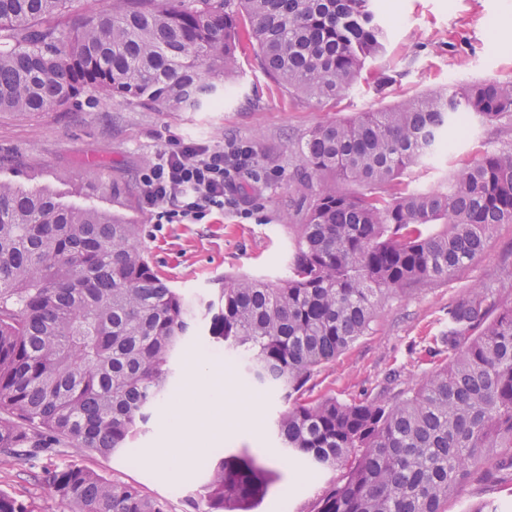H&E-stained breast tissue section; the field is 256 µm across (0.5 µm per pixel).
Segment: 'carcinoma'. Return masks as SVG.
I'll use <instances>...</instances> for the list:
<instances>
[{"label":"carcinoma","mask_w":512,"mask_h":512,"mask_svg":"<svg viewBox=\"0 0 512 512\" xmlns=\"http://www.w3.org/2000/svg\"><path fill=\"white\" fill-rule=\"evenodd\" d=\"M0 0V114L66 112L120 98L199 112L237 69L240 26L264 68L318 101L351 88L383 49L369 0ZM66 17V23L57 18ZM512 121V83L407 99L316 126L295 156L288 278L224 279L209 335L280 389L286 450L339 471L310 512H445L490 448L512 459V304L479 285L448 311V364L398 400L314 397V373L368 331L379 304L480 256L512 223V143L463 160L438 191L398 182L446 148L468 115ZM364 191L352 194L339 181ZM145 225L0 182V462L50 448L109 455L146 424L190 332L193 303L155 272ZM270 474L229 456L204 512H247ZM71 512H172L139 486L78 462L45 469ZM0 512H41L0 491Z\"/></svg>","instance_id":"obj_1"}]
</instances>
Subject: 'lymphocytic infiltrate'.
Segmentation results:
<instances>
[{"mask_svg": "<svg viewBox=\"0 0 512 512\" xmlns=\"http://www.w3.org/2000/svg\"><path fill=\"white\" fill-rule=\"evenodd\" d=\"M255 166L248 143L182 140L173 149L157 152L144 169L141 203L159 223L199 221L233 203L239 179Z\"/></svg>", "mask_w": 512, "mask_h": 512, "instance_id": "lymphocytic-infiltrate-1", "label": "lymphocytic infiltrate"}]
</instances>
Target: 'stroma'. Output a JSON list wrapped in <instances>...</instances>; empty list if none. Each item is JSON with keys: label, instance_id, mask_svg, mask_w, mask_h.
Listing matches in <instances>:
<instances>
[{"label": "stroma", "instance_id": "obj_1", "mask_svg": "<svg viewBox=\"0 0 512 512\" xmlns=\"http://www.w3.org/2000/svg\"><path fill=\"white\" fill-rule=\"evenodd\" d=\"M385 30V52L368 59L357 82L337 99L320 102L288 92L266 74L249 34L238 46L240 73L212 112H160L119 100L41 116L0 115V181L38 187L63 204L101 209L145 225L143 246L158 276L188 299L216 301L225 276L245 274L277 282L288 276L293 234L286 218L294 191L288 181L295 151L318 124L355 119L400 102L437 92L458 91L482 80L512 83V0H371ZM236 140L255 152L256 171L240 180L247 204L209 214L197 223H154L139 200V176L150 157L179 139ZM446 157L408 171L406 180L424 190L446 186L453 161L474 159L482 147L512 143V121L470 119L465 132L450 133ZM109 172L113 193L95 190L98 169ZM512 224L497 225L484 252L471 264L382 303L368 332L309 381L314 395L340 401L362 397L401 398L425 373L448 361V310L476 285L493 286L512 302ZM202 311L174 363L162 402L131 448L109 456L77 455L52 448L35 457L0 464V491L35 500L44 512H70L37 477L50 466L80 461L101 476L139 485L168 500L173 512H195L193 504L220 458L248 456L270 472L267 490L250 512H308L335 477L288 455L275 433L284 411L281 393L251 383L237 358L213 342ZM207 361L216 381L233 377L261 402L253 433L225 434L199 449L177 481L154 458L166 447L161 420L185 384L191 364ZM493 501L512 512V463L490 451L484 465L456 495L446 512H472Z\"/></svg>", "mask_w": 512, "mask_h": 512}]
</instances>
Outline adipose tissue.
Wrapping results in <instances>:
<instances>
[{
  "label": "adipose tissue",
  "mask_w": 512,
  "mask_h": 512,
  "mask_svg": "<svg viewBox=\"0 0 512 512\" xmlns=\"http://www.w3.org/2000/svg\"><path fill=\"white\" fill-rule=\"evenodd\" d=\"M227 386L214 382L207 367L190 368L181 403L168 423L171 447L159 449L156 459L170 477L190 460L191 446L201 439L221 440L226 426L246 427L255 419L258 406L225 410Z\"/></svg>",
  "instance_id": "ef3b65f1"
}]
</instances>
